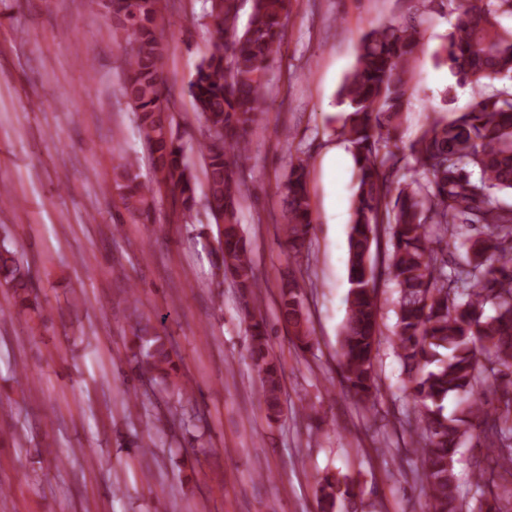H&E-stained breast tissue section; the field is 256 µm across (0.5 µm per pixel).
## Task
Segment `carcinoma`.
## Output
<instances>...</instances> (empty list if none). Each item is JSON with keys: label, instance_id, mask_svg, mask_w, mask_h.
<instances>
[{"label": "carcinoma", "instance_id": "obj_1", "mask_svg": "<svg viewBox=\"0 0 512 512\" xmlns=\"http://www.w3.org/2000/svg\"><path fill=\"white\" fill-rule=\"evenodd\" d=\"M214 36L188 86L204 121L199 149L208 182L207 206L223 221L217 240L222 275L245 297L249 356L257 368L259 400L272 421L280 414L281 365L270 352L260 310L250 243L240 224L244 195L237 177L250 159V134L265 112L264 75L279 54L292 0H252L238 32L237 0H209ZM116 21L113 38L125 51L123 94L135 112L143 139L155 156L159 177L140 181L136 163L115 167L114 186L127 213H149L169 180L178 189L180 216L196 205V179L186 144L173 132L175 113L163 77L166 45L160 23L168 0H89ZM452 31L435 52L463 84L479 90L485 81H512V0H455ZM420 40L413 25L390 23L366 33L353 69L339 90L346 106L339 134L348 143L356 171L348 236L347 313L340 334V383L365 410L375 405V360L379 322L372 248L388 236L385 274L397 288L393 348L404 388L418 403L407 421L416 476L427 490L428 512H461L455 463L472 440L488 462L475 473L469 512H512V92L479 95L475 105L436 119L413 141L399 145L408 83ZM426 179L400 185L402 165ZM288 250L302 253L310 241L312 211L307 166L297 159L285 184ZM463 240L464 256L448 262L442 243ZM0 288L14 307L42 318L37 285L17 253L0 249ZM280 317L296 349H311L313 336L303 285L294 275L280 286ZM130 371L173 393L186 392L180 366L151 318L132 326ZM453 399L454 411L445 403ZM320 512H357L352 481L341 472L317 480Z\"/></svg>", "mask_w": 512, "mask_h": 512}]
</instances>
